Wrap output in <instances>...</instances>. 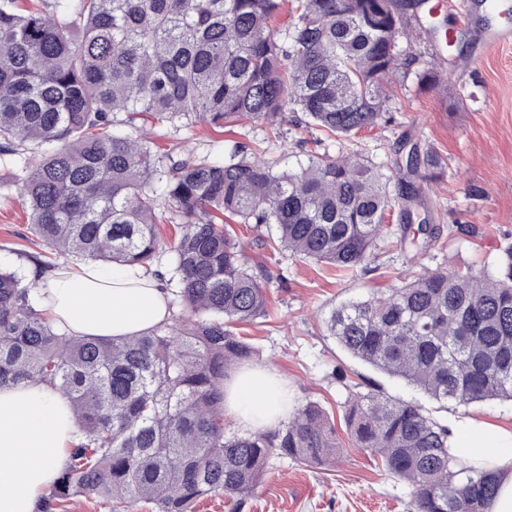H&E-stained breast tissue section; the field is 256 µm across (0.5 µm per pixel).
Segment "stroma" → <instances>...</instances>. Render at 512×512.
Masks as SVG:
<instances>
[{"instance_id":"obj_1","label":"stroma","mask_w":512,"mask_h":512,"mask_svg":"<svg viewBox=\"0 0 512 512\" xmlns=\"http://www.w3.org/2000/svg\"><path fill=\"white\" fill-rule=\"evenodd\" d=\"M484 17L472 15L467 34L440 55L426 28L413 25L411 40L400 41L399 58L410 74L379 126L360 131L355 145L375 162L413 183L414 207L430 223L472 227V235L442 237L431 250L400 249L395 238L382 242L367 273L342 276L323 263L276 253L267 244V225L238 224L234 230L248 259L267 270L269 314L240 326L237 333L255 349L250 365L274 371L288 384L290 404L319 403L337 420L343 448L325 469L283 456L249 497L244 512H411L409 488L389 476L354 445L340 420L356 384H377L391 397L420 402L437 422L466 418L512 429V401L493 400L468 408L442 407L404 380L372 370L352 358L329 336L326 320L339 304L401 284L424 269L468 266L482 271L512 246V42L488 48L474 59V39ZM436 67L441 82L429 89L418 73ZM286 113L283 135L268 139L265 126L246 122L227 128L199 124L173 131L157 128L158 144L180 138L186 150L218 153L228 140L265 143L268 158L293 166L311 152L336 154L338 143ZM439 155L438 169L406 165L409 150ZM28 204L16 186L0 179V267L30 272L31 256L56 265L66 259L49 253L28 231Z\"/></svg>"}]
</instances>
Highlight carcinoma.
Here are the masks:
<instances>
[{
	"instance_id": "1",
	"label": "carcinoma",
	"mask_w": 512,
	"mask_h": 512,
	"mask_svg": "<svg viewBox=\"0 0 512 512\" xmlns=\"http://www.w3.org/2000/svg\"><path fill=\"white\" fill-rule=\"evenodd\" d=\"M414 0H0V155L40 157L12 173L42 245L80 262L137 265L176 308L144 336L69 338L41 308L35 276L0 269V387L38 381L71 400L80 438L36 512L79 496L109 512H194L225 498L242 512L272 461L335 464L336 427L315 402L244 435L224 427V382L253 356L235 326L267 314L265 272L236 224H271L293 257L352 274L393 234L408 200L384 165L354 149L281 167L234 141L185 154L136 134L153 125L224 128L242 117L281 136L285 112L334 141L373 128L399 72ZM175 224L167 243L158 226ZM435 246L441 228L403 224ZM170 255L167 273L155 270ZM330 335L430 399L512 400V248L491 271L436 268L334 309ZM343 421L357 446L411 491L413 512H489L496 476L449 451L448 427L366 383Z\"/></svg>"
}]
</instances>
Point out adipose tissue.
I'll return each instance as SVG.
<instances>
[{"mask_svg":"<svg viewBox=\"0 0 512 512\" xmlns=\"http://www.w3.org/2000/svg\"><path fill=\"white\" fill-rule=\"evenodd\" d=\"M39 294L57 326L76 338L119 341L171 316L167 294L138 266H63ZM224 414L250 432L270 427L287 416L288 394L271 370H250L225 385ZM76 439L72 404L62 392L37 381L0 387V512H34ZM448 443L456 455L496 475L491 512H512V430L467 419L452 425Z\"/></svg>","mask_w":512,"mask_h":512,"instance_id":"obj_1","label":"adipose tissue"}]
</instances>
